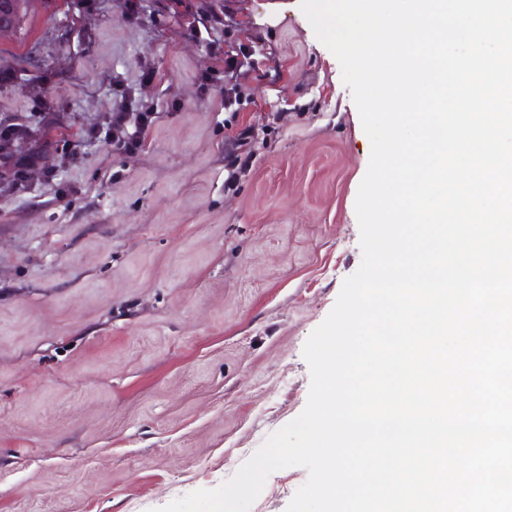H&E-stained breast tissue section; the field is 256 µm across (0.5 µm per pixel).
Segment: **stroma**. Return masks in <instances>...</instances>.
<instances>
[{"mask_svg": "<svg viewBox=\"0 0 512 512\" xmlns=\"http://www.w3.org/2000/svg\"><path fill=\"white\" fill-rule=\"evenodd\" d=\"M94 5L57 0L0 41V113L58 111L51 171L0 193V512H154L219 487L304 409V344L362 260L371 143L300 0H146L137 22ZM202 17L255 52L237 111L226 81L197 83L224 69ZM146 65L140 148L88 137ZM306 479L272 473L250 512H285Z\"/></svg>", "mask_w": 512, "mask_h": 512, "instance_id": "1", "label": "stroma"}]
</instances>
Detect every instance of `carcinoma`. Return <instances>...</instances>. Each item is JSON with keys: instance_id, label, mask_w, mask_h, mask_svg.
I'll use <instances>...</instances> for the list:
<instances>
[{"instance_id": "1", "label": "carcinoma", "mask_w": 512, "mask_h": 512, "mask_svg": "<svg viewBox=\"0 0 512 512\" xmlns=\"http://www.w3.org/2000/svg\"><path fill=\"white\" fill-rule=\"evenodd\" d=\"M55 0H0V39H20L31 18L49 10ZM55 122L45 120L35 126L19 123L0 113V181L12 187L25 183L27 174L54 145L50 134Z\"/></svg>"}]
</instances>
